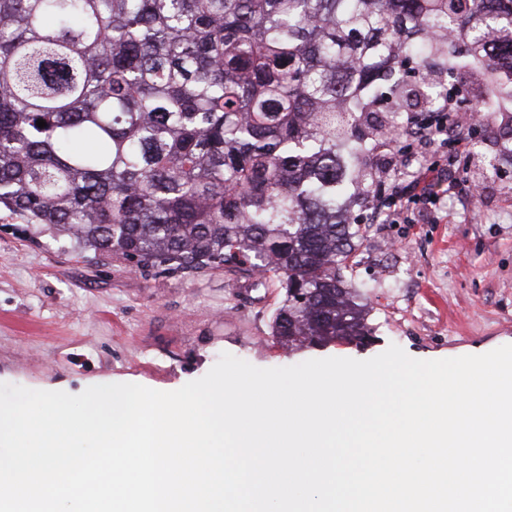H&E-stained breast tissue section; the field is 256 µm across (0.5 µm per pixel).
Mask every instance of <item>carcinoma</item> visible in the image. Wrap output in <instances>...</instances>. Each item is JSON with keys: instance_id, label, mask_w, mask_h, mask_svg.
<instances>
[{"instance_id": "obj_1", "label": "carcinoma", "mask_w": 512, "mask_h": 512, "mask_svg": "<svg viewBox=\"0 0 512 512\" xmlns=\"http://www.w3.org/2000/svg\"><path fill=\"white\" fill-rule=\"evenodd\" d=\"M434 63L512 100V0H0V213L138 267L270 274L288 347L362 336L347 199L409 101L461 93Z\"/></svg>"}]
</instances>
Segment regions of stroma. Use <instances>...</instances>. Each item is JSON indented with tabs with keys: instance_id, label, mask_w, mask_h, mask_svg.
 <instances>
[{
	"instance_id": "obj_1",
	"label": "stroma",
	"mask_w": 512,
	"mask_h": 512,
	"mask_svg": "<svg viewBox=\"0 0 512 512\" xmlns=\"http://www.w3.org/2000/svg\"><path fill=\"white\" fill-rule=\"evenodd\" d=\"M498 122L453 145L400 137L370 158L375 179L410 183L421 162L433 203L400 224L371 223L346 278L367 299L363 342L291 351L272 335L283 298L273 279L239 267L163 272L115 256L62 248L0 220V382L78 394L108 382L174 391L222 353L259 368L309 359L365 360L400 346L437 360L512 344V162L499 159Z\"/></svg>"
}]
</instances>
